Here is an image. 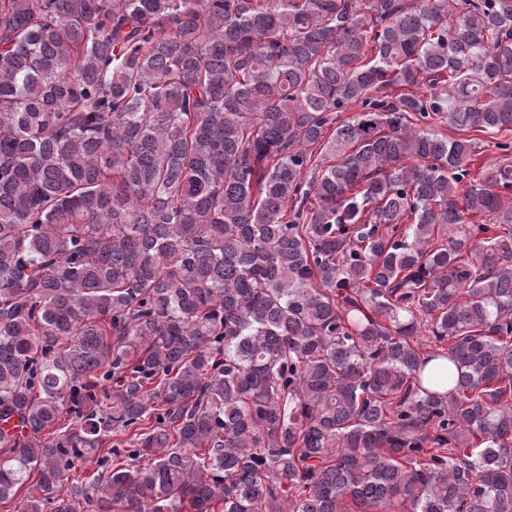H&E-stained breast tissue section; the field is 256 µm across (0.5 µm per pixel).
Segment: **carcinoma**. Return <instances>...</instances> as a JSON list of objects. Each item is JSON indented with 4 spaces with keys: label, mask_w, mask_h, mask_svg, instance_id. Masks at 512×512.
Masks as SVG:
<instances>
[{
    "label": "carcinoma",
    "mask_w": 512,
    "mask_h": 512,
    "mask_svg": "<svg viewBox=\"0 0 512 512\" xmlns=\"http://www.w3.org/2000/svg\"><path fill=\"white\" fill-rule=\"evenodd\" d=\"M442 122L512 130V0H0V504L512 512V161ZM491 134H478L474 138L481 140L478 150L479 154L476 156L475 167L472 169L473 175H476L477 179H480L481 174L478 172L481 170L480 167L492 165L499 162L503 156L502 151L498 150L493 146L495 142L501 141L505 136L512 141V131L507 133L499 134L497 139H493Z\"/></svg>",
    "instance_id": "obj_1"
}]
</instances>
